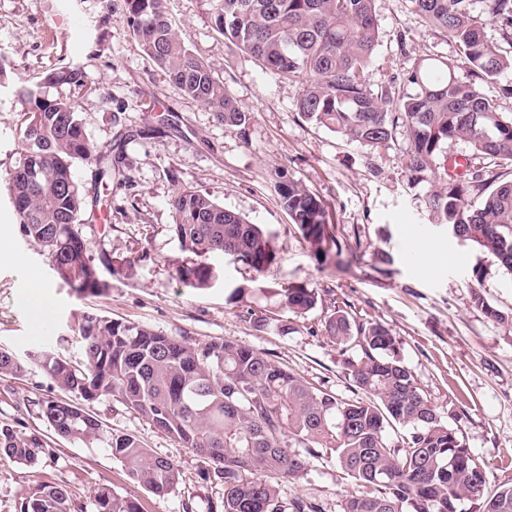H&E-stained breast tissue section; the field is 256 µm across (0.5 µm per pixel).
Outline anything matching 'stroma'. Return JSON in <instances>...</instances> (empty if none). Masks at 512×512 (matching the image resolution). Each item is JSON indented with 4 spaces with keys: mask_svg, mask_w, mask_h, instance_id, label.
Masks as SVG:
<instances>
[{
    "mask_svg": "<svg viewBox=\"0 0 512 512\" xmlns=\"http://www.w3.org/2000/svg\"><path fill=\"white\" fill-rule=\"evenodd\" d=\"M165 6L188 48L218 69L227 92L249 110L246 135L169 85L132 39L124 0H0V61L7 71L0 80V347L20 357L49 348L79 360L73 330L83 314L94 312L192 343L236 341L349 399L354 383L323 328L341 307L356 322L391 330L421 389L482 466L486 494L512 485V327L484 311L489 305L512 313V275L431 223L424 205L430 186L413 184L402 164L406 131L373 151L315 125L296 108L300 83L231 49L214 31L209 0H165ZM374 11L373 88L403 92L406 72L428 55L447 60L458 80L471 82L457 44L425 25L405 0H374ZM66 66L80 67L94 88L80 116L89 140L112 158L108 182L95 166L73 168L96 214L81 226L87 250L107 261L99 274L110 288L101 295L77 294L22 236L6 182L25 120L16 85L38 90L46 72ZM280 173L325 201L343 245L337 261L312 256L274 189ZM182 186L272 232L276 262L258 276L232 256H217L211 263L219 280L204 290L187 288L175 271L183 253L169 231V201ZM257 276L271 287L305 284L317 292L318 304L296 317L249 296L229 302L234 288ZM34 279L52 305L39 327L26 305ZM478 295L484 306L475 303ZM246 308L261 312L264 324L243 318ZM283 319L290 324L285 335L276 329ZM52 392L34 364L20 377L0 379V422L24 418L50 444L33 465L0 456V512H19L41 480L65 481L74 512H93L91 490L102 481L137 499L142 512H208L209 503L222 498L224 483L211 465L116 400L93 409L109 430L136 436L178 466L180 483L170 495L158 497L134 483L103 445L51 433L35 402ZM355 489L335 454L323 451L309 457L306 471L284 483L282 493L311 500L321 512H341Z\"/></svg>",
    "mask_w": 512,
    "mask_h": 512,
    "instance_id": "stroma-1",
    "label": "stroma"
}]
</instances>
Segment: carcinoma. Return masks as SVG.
Listing matches in <instances>:
<instances>
[{
  "instance_id": "cac0c4a2",
  "label": "carcinoma",
  "mask_w": 512,
  "mask_h": 512,
  "mask_svg": "<svg viewBox=\"0 0 512 512\" xmlns=\"http://www.w3.org/2000/svg\"><path fill=\"white\" fill-rule=\"evenodd\" d=\"M165 0H125L131 35L141 51L188 100L246 137L250 112L225 90L210 63L196 57L166 16ZM374 0H211L214 29L277 74L302 85L301 115L350 141L379 148L406 129L405 167L413 182L431 185L425 207L432 223L482 250L512 274V180L500 174H438L444 145L467 142L481 155L512 165V113L499 110L476 83L457 79L438 58H424L406 74L411 90L394 96L373 89L368 66L378 43ZM412 13L459 46L461 62L481 82L512 75V56L485 36L501 26L512 45V0H406ZM484 4L476 12L475 5ZM77 67L51 71L43 90L21 85L17 164L7 174L22 235L45 253L57 276L81 294L108 289L87 253L80 224L86 199L73 176L78 162L112 166L87 138L80 108L85 90ZM283 208L317 261L341 254L325 202L280 174L275 183ZM169 231L185 254L179 279L206 289L218 278L208 259L231 255L257 273L276 261L274 235L198 190L179 188L171 197ZM246 294L274 299L273 308L304 315L318 303L306 285L270 288L255 278L228 301ZM324 332L340 347L343 365L363 397L340 399L311 386L262 352L231 340L190 343L152 329L94 313L78 323L81 359L38 350L24 362L0 349V376L16 378L26 363L40 365L62 397L37 400L41 419L58 435L110 449L128 475L153 495L165 497L179 483V468L126 433L106 430L85 407L117 400L153 427L214 466L224 497L210 512H319L302 499L282 495V483L306 470L318 449L336 454L341 469L362 490L348 495L342 512H457L464 498H484V512H512V485L483 497L484 475L439 407L418 386L390 330L356 323L345 310L325 319ZM411 429L394 444L387 428ZM49 447L21 419L0 422V454L33 464ZM93 512H141L137 501L101 483L92 491ZM63 481L36 483L19 512H73Z\"/></svg>"
}]
</instances>
